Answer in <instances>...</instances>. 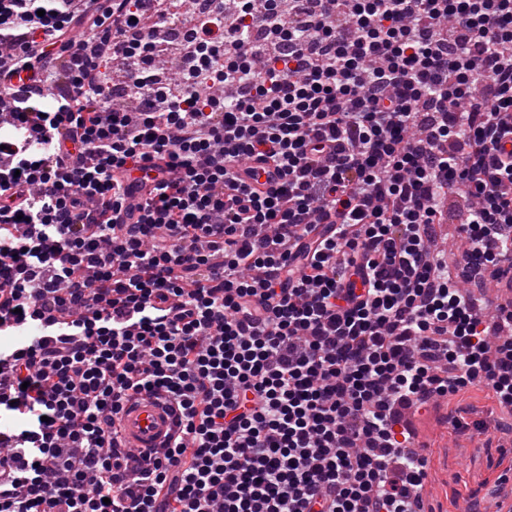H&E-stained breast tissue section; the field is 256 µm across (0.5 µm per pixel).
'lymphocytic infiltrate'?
Segmentation results:
<instances>
[{
    "label": "lymphocytic infiltrate",
    "instance_id": "1",
    "mask_svg": "<svg viewBox=\"0 0 512 512\" xmlns=\"http://www.w3.org/2000/svg\"><path fill=\"white\" fill-rule=\"evenodd\" d=\"M185 2L0 0V512H422L404 410L512 406V0ZM127 448L145 451L159 448L177 429V412L161 396L140 395L127 403L118 416Z\"/></svg>",
    "mask_w": 512,
    "mask_h": 512
}]
</instances>
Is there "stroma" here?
Masks as SVG:
<instances>
[{"label":"stroma","mask_w":512,"mask_h":512,"mask_svg":"<svg viewBox=\"0 0 512 512\" xmlns=\"http://www.w3.org/2000/svg\"><path fill=\"white\" fill-rule=\"evenodd\" d=\"M512 424L491 390L473 385L420 410L417 430L427 458L425 512H461L463 503L497 488L501 502L512 500V438L501 432Z\"/></svg>","instance_id":"obj_1"}]
</instances>
